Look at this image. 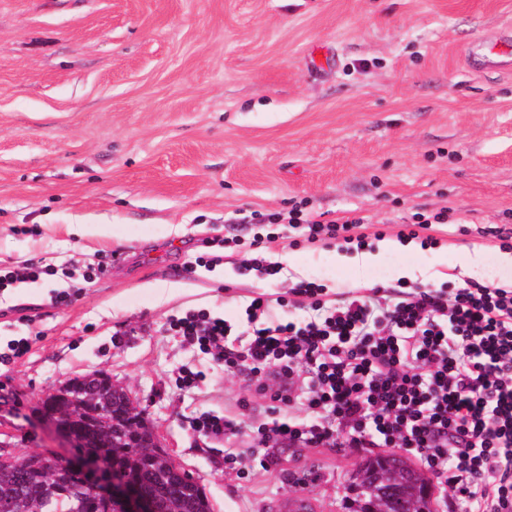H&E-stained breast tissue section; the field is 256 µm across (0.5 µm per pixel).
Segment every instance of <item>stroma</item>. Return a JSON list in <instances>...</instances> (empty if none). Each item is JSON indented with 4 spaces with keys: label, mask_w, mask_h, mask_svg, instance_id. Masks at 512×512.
I'll list each match as a JSON object with an SVG mask.
<instances>
[{
    "label": "stroma",
    "mask_w": 512,
    "mask_h": 512,
    "mask_svg": "<svg viewBox=\"0 0 512 512\" xmlns=\"http://www.w3.org/2000/svg\"><path fill=\"white\" fill-rule=\"evenodd\" d=\"M512 36V0H0V267L107 262L73 301L63 275L0 297V441L67 453L44 394L92 373L138 402L213 512H350L368 448L278 445L240 464L254 427L288 407L176 335L204 310L245 324L261 282L238 275L257 213L300 206L362 220L366 247L447 211L434 247L340 267L339 247L275 228L265 252L327 295L414 282L496 281L495 227L512 228V68L468 59ZM112 224L116 237L68 232ZM238 237L214 270L212 243ZM484 253L481 269L458 264ZM193 383H185L188 373ZM228 411L241 431L193 432ZM192 430L210 439H223L228 435H237L240 425L234 417L224 415V412L209 411L192 419Z\"/></svg>",
    "instance_id": "obj_1"
}]
</instances>
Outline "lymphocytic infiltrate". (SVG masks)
Masks as SVG:
<instances>
[{
    "mask_svg": "<svg viewBox=\"0 0 512 512\" xmlns=\"http://www.w3.org/2000/svg\"><path fill=\"white\" fill-rule=\"evenodd\" d=\"M265 219L306 227L312 243L365 244L355 220L324 224L297 207ZM290 292L308 299L311 316L268 321L269 299L259 294L245 308L253 328L240 347L223 316L199 310L175 324L216 366L274 386L275 400L301 410L261 423L239 460L340 438L401 448L464 495L467 512H512V286L377 283L331 304L311 281Z\"/></svg>",
    "mask_w": 512,
    "mask_h": 512,
    "instance_id": "f902f5d3",
    "label": "lymphocytic infiltrate"
}]
</instances>
